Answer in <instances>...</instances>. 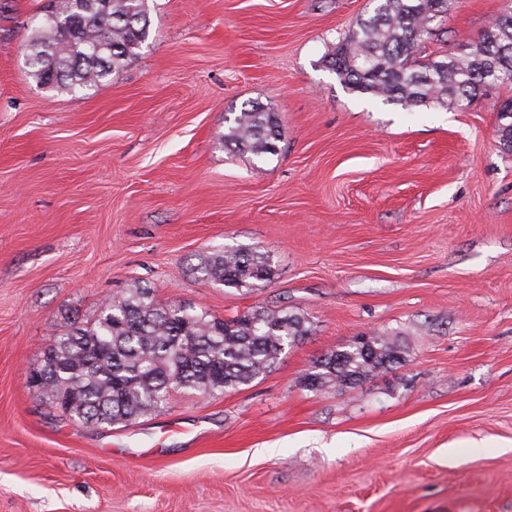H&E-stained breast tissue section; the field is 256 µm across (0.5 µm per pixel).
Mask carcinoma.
I'll return each instance as SVG.
<instances>
[{
    "mask_svg": "<svg viewBox=\"0 0 512 512\" xmlns=\"http://www.w3.org/2000/svg\"><path fill=\"white\" fill-rule=\"evenodd\" d=\"M454 0H377L357 21L326 67L351 90L404 107L461 108L501 85H512V14L495 19L464 57L421 60L433 23ZM25 47L30 75L46 89L90 90L149 36V0H57ZM500 143L512 150V99L499 113ZM276 113L243 109L227 126L224 144L257 158L276 153ZM201 277L226 288H253L275 276L270 256L224 249L200 261ZM309 320L298 312L259 307L231 319L181 303L162 304L148 287L102 303L91 321L76 320L55 335L38 373V397L79 426L112 427L146 417L174 391L212 397L247 385L268 371L284 348L302 340ZM398 362L378 333L343 350L331 349L301 379L309 391L356 385Z\"/></svg>",
    "mask_w": 512,
    "mask_h": 512,
    "instance_id": "cac0c4a2",
    "label": "carcinoma"
}]
</instances>
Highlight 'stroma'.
Masks as SVG:
<instances>
[{"instance_id": "1", "label": "stroma", "mask_w": 512, "mask_h": 512, "mask_svg": "<svg viewBox=\"0 0 512 512\" xmlns=\"http://www.w3.org/2000/svg\"><path fill=\"white\" fill-rule=\"evenodd\" d=\"M51 0H0V512H512V152L498 109L406 110L324 57L373 0H151L138 54L48 91L24 46ZM512 0H456L424 55L461 56ZM257 104L283 136L225 147ZM257 249L271 283L203 282ZM220 318L298 311L309 335L249 385L107 429L29 388L55 334L135 284ZM403 359L350 388L301 377L359 333ZM199 266L204 280L237 290L270 282L275 276L270 256L251 249H224L202 258Z\"/></svg>"}]
</instances>
